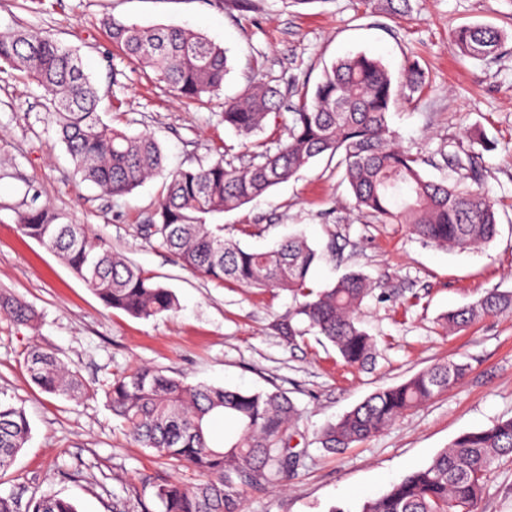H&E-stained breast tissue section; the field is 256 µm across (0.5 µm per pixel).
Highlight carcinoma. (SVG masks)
I'll list each match as a JSON object with an SVG mask.
<instances>
[{"mask_svg":"<svg viewBox=\"0 0 512 512\" xmlns=\"http://www.w3.org/2000/svg\"><path fill=\"white\" fill-rule=\"evenodd\" d=\"M396 19L407 16L409 0H372ZM109 38L125 55L154 72V79L178 97L200 101L217 94L229 72L227 49L190 29L143 27L106 22ZM450 41L463 58L481 60L502 43L489 25L455 28ZM0 73L35 83L50 102L65 144L83 180L110 197L132 192L163 171V153L148 133L129 134L105 123L97 112L98 89L84 73L75 51L38 29L0 30ZM427 76L415 61L407 63L404 83H396L380 60L351 54L324 69L313 89H302L287 137L275 150L257 152L237 168L222 159L207 166L168 174L165 194L147 224L146 240L158 239L190 271L216 282L235 281L250 288L290 292L295 305L274 327L294 343L312 329L355 368L375 362L377 341L360 326L359 311L372 284L348 272L333 286L315 290L308 276L318 258L336 254L330 239L317 251L302 236L290 237L266 251H248L224 238L221 216L291 178L316 157L340 155L344 178L357 207L384 224H405L422 241L448 249H474L498 232L495 201L459 184L428 180L424 160L395 143L389 114L407 88L416 93ZM283 94L268 82L224 101V124L245 139L264 129L280 108ZM474 139L464 153L442 155L446 164L477 176L480 152ZM23 234L53 252L103 304L148 319L176 307V297L124 256L47 205L16 213ZM0 310L19 322L33 318L22 301L0 299ZM512 310V291L493 290L474 305L444 317L452 333L479 318ZM34 384L48 394L75 396L79 377L56 354L37 346L25 359ZM468 365L448 361L422 370L405 382L379 389L328 424L322 447L336 452L365 441L407 411L447 392ZM106 396L141 448L184 463L202 477L188 486L172 479L153 486L160 512H244V493L280 483L300 466L301 452L290 446L298 409L279 391H242L188 384L153 367L116 377ZM232 417L240 433L223 445L209 434L212 420ZM30 434L25 412L0 398V472L14 464ZM512 460V418L459 435L429 465L402 478L382 496L364 501L359 512H477L493 466ZM31 512H78L64 498L43 496Z\"/></svg>","mask_w":512,"mask_h":512,"instance_id":"cac0c4a2","label":"carcinoma"}]
</instances>
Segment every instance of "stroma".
Masks as SVG:
<instances>
[{
    "mask_svg": "<svg viewBox=\"0 0 512 512\" xmlns=\"http://www.w3.org/2000/svg\"><path fill=\"white\" fill-rule=\"evenodd\" d=\"M0 0V28H41L77 50L101 98L104 121L150 133L164 154V175L108 198L78 174L56 118L36 84L0 74V294L35 313L20 324L0 311V393L22 407L31 432L13 466L0 472V494L21 503L43 495L72 500L79 512H159L156 483L192 471L134 446L105 392L117 376L150 366L191 384L278 390L300 418L294 442L303 465L282 485L245 495V512H357L407 474L427 466L460 434L512 418V312L446 334L441 317L488 291L512 290V0H410L396 20L364 0ZM116 19L144 27L180 26L228 50L230 71L218 96L192 103L156 84L130 62L105 27ZM488 24L504 40L482 60L460 58L451 29ZM380 58L392 74L418 61L431 82L390 113L400 145L423 158V174L453 181L440 156L448 145L485 138L477 188L496 203L498 233L488 244L455 251L423 243L406 225L382 224L354 206L344 170L322 155L294 177L226 212L224 236L264 251L300 232L316 247L335 240L340 253L317 262L314 289L359 271L375 284L360 320L379 342L372 366H346L324 338L288 343L274 321L289 292L217 284L185 269L158 240L139 233L158 208L166 173L217 159L240 165L254 143L285 138L299 94L247 141L224 125L225 100L263 79L287 87L315 84L326 65L352 52ZM56 211L105 240L169 288L176 310L139 319L106 308L55 254L25 236L15 214L31 204ZM57 352L84 392H42L24 357L32 346ZM462 361L467 375L447 393L408 411L371 439L338 453L322 448L321 430L378 389L436 363ZM478 512H512V461L489 475Z\"/></svg>",
    "mask_w": 512,
    "mask_h": 512,
    "instance_id": "1",
    "label": "stroma"
}]
</instances>
